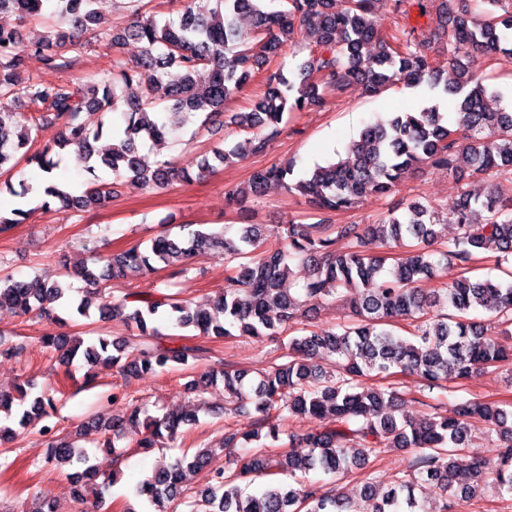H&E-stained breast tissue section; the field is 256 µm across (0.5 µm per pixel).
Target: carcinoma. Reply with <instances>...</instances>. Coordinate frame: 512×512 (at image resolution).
<instances>
[{"label": "carcinoma", "instance_id": "1", "mask_svg": "<svg viewBox=\"0 0 512 512\" xmlns=\"http://www.w3.org/2000/svg\"><path fill=\"white\" fill-rule=\"evenodd\" d=\"M46 1L52 2L55 25L43 39L23 43L17 22L43 17ZM99 2L0 0V172L23 160L49 177L68 149L94 176L80 195L55 184L45 187L47 209L94 211L114 196L119 179L163 189L174 180H201L219 166L262 155L293 114L322 108L328 97L344 93L353 83L372 95L402 81L457 97L453 126L434 98L420 109L367 125L348 144L346 157L317 166L292 183L288 176L293 164L285 162L256 168L248 181L225 186L227 201L242 209L272 183L315 206L320 214L315 223L276 226L280 246L275 249L265 247L271 235L266 224H244L236 238L225 228L195 229L187 236L165 230L144 250L135 246L98 253L91 259L93 267L81 268L85 290L76 314L90 318L92 298L102 299L99 319L118 321L143 339L137 356L127 359L129 341L116 342L109 335L85 346L48 331L42 342L63 363L81 352L90 367L115 368L127 383L209 354L200 345L152 342L163 324L195 336L238 334L259 341L295 333L281 362L254 382L251 397L243 392L247 372L220 360L191 384L198 390L223 381L227 410L238 414L252 404L251 429L241 432L228 426L215 443L203 444L140 480L135 494L144 501L142 512H179L181 507L185 512H453L490 477L495 489L512 495L511 403L462 399L448 417L420 399L424 411L411 420L396 415L402 400L397 389L373 388L362 381L397 369L420 377L430 390H445L450 380L461 383L487 367L512 364V271H504L502 279L463 275L450 284L426 287L450 262L469 270L476 254L490 245L503 259L512 256V196L497 185L482 197L461 193L451 205L457 235L450 243L440 238L438 210L418 201L402 199L372 224L331 223L338 211L355 208L369 196L385 198L395 192L423 165L456 174L462 156L468 158L471 175L496 176L512 184V112L498 106L500 91L462 63L482 57L512 62V0H440L435 25L421 31V37L424 43L446 47L442 64L415 50L414 33L401 40L383 32L373 0H344L339 10L336 0H192L176 20L156 17L144 0H128L134 19L121 33L105 20ZM242 14L252 17L248 31L238 24ZM303 25L310 39L309 59L296 73L283 65L266 72L265 90L249 111L233 116L248 137L233 145H214L189 160L145 163L143 142L164 145L193 123L197 130L205 129L260 68L283 55ZM126 31L143 44L133 61L123 55ZM92 45L112 49V79L85 82L67 73L73 58ZM33 55L62 76L42 83L26 75ZM170 68L181 72L173 83L167 80ZM135 85L142 90L139 96L128 93ZM49 126L58 128V139L33 149ZM106 132L112 135V147L99 153L94 142ZM26 218L21 208L0 214V234ZM371 241L401 248L402 255L370 254L366 246ZM215 249L241 263L207 308L193 309L162 292L156 299L138 297L119 305L104 300V283L125 276L128 269L150 274L164 269L170 280L185 278L189 259ZM293 259L309 268L299 288L289 284ZM68 290L59 281L7 275L0 277V309L50 316ZM337 299L349 304V322L319 330L303 327L310 310ZM476 310L492 314L505 339L488 336L473 322L469 315ZM397 321L408 322L411 338L389 329ZM321 353L336 357L335 373L326 375L314 363ZM15 404L23 407L17 425L24 429L31 420L49 416L56 399L25 387L16 397L0 393V411L9 415ZM129 420L142 422L144 434L137 447L147 453L175 441L181 426L195 423L197 415L172 410L159 417L135 407ZM287 420H315L319 425L303 435L289 433L288 450L281 454L260 444L233 457L230 475L215 469L202 488L192 493L183 488L185 470L206 467L216 451H231L243 440L277 441ZM478 426L499 436L498 459L472 462V482L462 484L454 456L468 446ZM122 432L119 420L100 423L99 438L90 441L91 447L117 459L116 441ZM88 434L86 425H77L73 436L50 442L46 457L52 466L74 469L70 490L80 505L87 504L85 488L98 477L91 455L80 444ZM387 448H409L414 458L410 472L383 493L371 481L357 499L340 488L311 484L300 490L289 482L248 492L261 475L294 477L321 470L339 479L354 468H365Z\"/></svg>", "mask_w": 512, "mask_h": 512}]
</instances>
